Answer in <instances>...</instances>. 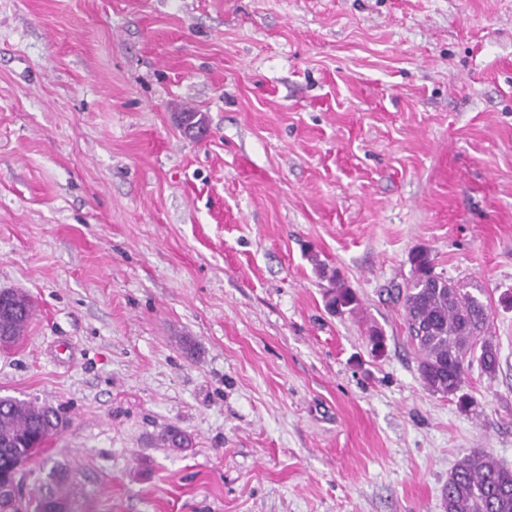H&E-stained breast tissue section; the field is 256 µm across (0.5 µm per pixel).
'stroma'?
<instances>
[{
    "instance_id": "35a3bbf8",
    "label": "stroma",
    "mask_w": 512,
    "mask_h": 512,
    "mask_svg": "<svg viewBox=\"0 0 512 512\" xmlns=\"http://www.w3.org/2000/svg\"><path fill=\"white\" fill-rule=\"evenodd\" d=\"M418 247L491 309L465 411L392 297ZM1 290L0 396L67 420L25 497L443 512L470 451L512 469V0H0ZM3 293L9 294V299L5 305H0V330L14 336L16 340L24 334L33 306L23 293L8 290Z\"/></svg>"
}]
</instances>
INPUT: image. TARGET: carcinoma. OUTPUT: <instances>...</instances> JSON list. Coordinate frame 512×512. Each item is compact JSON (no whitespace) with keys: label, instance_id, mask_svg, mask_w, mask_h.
<instances>
[{"label":"carcinoma","instance_id":"obj_1","mask_svg":"<svg viewBox=\"0 0 512 512\" xmlns=\"http://www.w3.org/2000/svg\"><path fill=\"white\" fill-rule=\"evenodd\" d=\"M411 276L397 288L403 301L408 335L418 355V373L430 392L457 400L463 410L469 400L461 393L466 370L477 363L494 377L499 367L497 347L485 336L490 307L467 285L455 282L435 267L424 248L409 256ZM329 304L354 309L357 298L338 283ZM33 306L26 295L11 291L0 305V330L22 336ZM66 426L57 410L15 397H0V472L24 466L46 441ZM67 501L65 494L49 491L15 506L0 497V512H48V500ZM444 512H512V471L498 465L487 452L465 455L448 476L442 489Z\"/></svg>","mask_w":512,"mask_h":512}]
</instances>
